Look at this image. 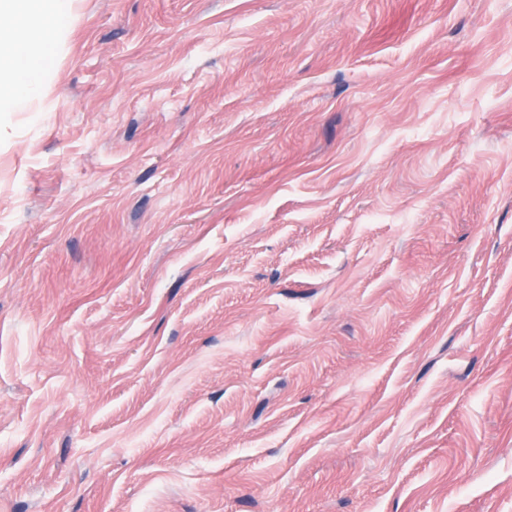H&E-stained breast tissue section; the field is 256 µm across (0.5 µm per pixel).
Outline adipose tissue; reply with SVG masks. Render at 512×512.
<instances>
[{"instance_id":"obj_1","label":"adipose tissue","mask_w":512,"mask_h":512,"mask_svg":"<svg viewBox=\"0 0 512 512\" xmlns=\"http://www.w3.org/2000/svg\"><path fill=\"white\" fill-rule=\"evenodd\" d=\"M66 0H0V111L22 106L39 90V58L65 25Z\"/></svg>"}]
</instances>
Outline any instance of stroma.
<instances>
[{"instance_id": "obj_1", "label": "stroma", "mask_w": 512, "mask_h": 512, "mask_svg": "<svg viewBox=\"0 0 512 512\" xmlns=\"http://www.w3.org/2000/svg\"><path fill=\"white\" fill-rule=\"evenodd\" d=\"M0 112V512H512V0H70Z\"/></svg>"}]
</instances>
